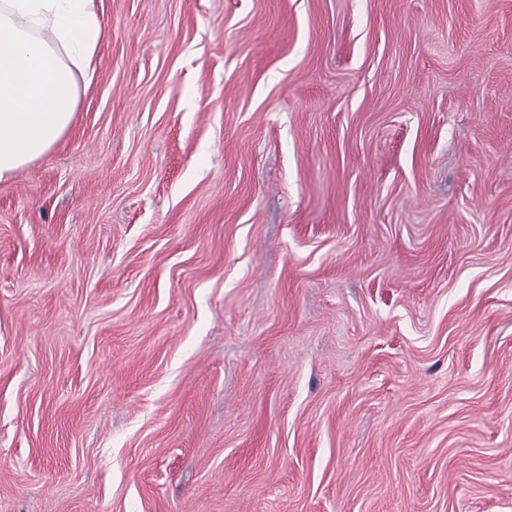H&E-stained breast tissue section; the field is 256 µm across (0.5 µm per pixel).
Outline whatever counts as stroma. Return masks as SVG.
Returning a JSON list of instances; mask_svg holds the SVG:
<instances>
[{
    "label": "stroma",
    "instance_id": "35a3bbf8",
    "mask_svg": "<svg viewBox=\"0 0 512 512\" xmlns=\"http://www.w3.org/2000/svg\"><path fill=\"white\" fill-rule=\"evenodd\" d=\"M0 180V512H512V0H98Z\"/></svg>",
    "mask_w": 512,
    "mask_h": 512
}]
</instances>
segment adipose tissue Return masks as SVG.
Returning <instances> with one entry per match:
<instances>
[{
    "label": "adipose tissue",
    "mask_w": 512,
    "mask_h": 512,
    "mask_svg": "<svg viewBox=\"0 0 512 512\" xmlns=\"http://www.w3.org/2000/svg\"><path fill=\"white\" fill-rule=\"evenodd\" d=\"M100 33L97 0H0V179L70 127Z\"/></svg>",
    "instance_id": "adipose-tissue-1"
}]
</instances>
